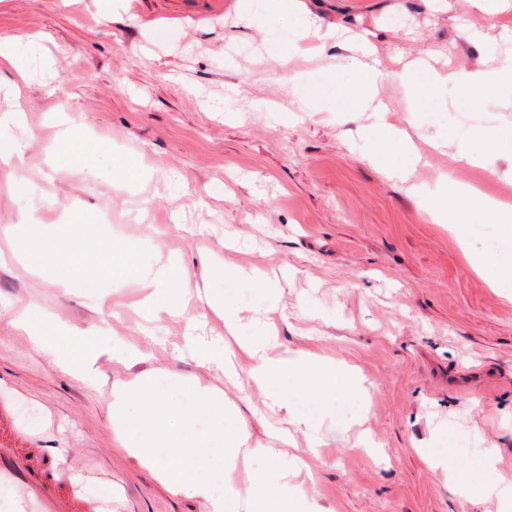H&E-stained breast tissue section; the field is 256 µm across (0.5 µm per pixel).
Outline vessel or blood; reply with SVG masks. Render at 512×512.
<instances>
[{
  "label": "vessel or blood",
  "mask_w": 512,
  "mask_h": 512,
  "mask_svg": "<svg viewBox=\"0 0 512 512\" xmlns=\"http://www.w3.org/2000/svg\"><path fill=\"white\" fill-rule=\"evenodd\" d=\"M36 455V449L0 440V484L13 491L5 512H113L111 497L84 498L74 486L56 480L52 464L35 468Z\"/></svg>",
  "instance_id": "obj_1"
}]
</instances>
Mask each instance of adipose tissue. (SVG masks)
Segmentation results:
<instances>
[{
    "mask_svg": "<svg viewBox=\"0 0 512 512\" xmlns=\"http://www.w3.org/2000/svg\"><path fill=\"white\" fill-rule=\"evenodd\" d=\"M415 72L428 79L427 84L419 85V92H426L431 82L453 84L466 89L476 104L487 87L512 80V68L494 66L442 74L421 64ZM485 204L475 189L458 186L434 206L443 223L453 225L463 238L470 225L486 223ZM15 252L33 261L44 277L98 298L105 297L108 284L91 273L89 265L95 259L111 263L114 276L137 280L147 288L143 308L153 316L176 311L191 294L190 278L176 261L157 267L149 264L135 239L127 240L120 252H113L110 237L96 225L76 219L68 224L27 225L16 240ZM506 257L512 258L511 224L497 229L488 250L473 264L493 287L512 294V266L502 263ZM206 275L212 281L207 305L223 318L238 346L249 354L253 361L250 377L257 388L285 408L288 428L273 430L271 444L249 446L242 424L225 411L222 391L178 377L162 385L146 375L112 389L115 438L161 483L203 499L210 512H309L305 492L289 498L278 489L283 469L304 466L300 458H289L286 452L294 443L291 431L313 432L331 400L353 395L359 375L351 366L337 371L334 363L312 354L270 356L266 334L247 331L239 317L243 299L238 284L246 278L243 273L217 267ZM17 324L38 350L50 355L54 366L78 378L96 374L101 334L68 329L34 309L21 315ZM258 456L268 462L265 471L252 468ZM428 464L445 470L456 494L469 502H480L494 492L512 501V477L497 471L493 451H486L463 470L453 464L448 453L429 457Z\"/></svg>",
    "mask_w": 512,
    "mask_h": 512,
    "instance_id": "ef3b65f1",
    "label": "adipose tissue"
}]
</instances>
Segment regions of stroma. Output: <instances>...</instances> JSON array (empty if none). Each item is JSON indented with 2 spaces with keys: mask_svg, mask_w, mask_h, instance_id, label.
Wrapping results in <instances>:
<instances>
[{
  "mask_svg": "<svg viewBox=\"0 0 512 512\" xmlns=\"http://www.w3.org/2000/svg\"><path fill=\"white\" fill-rule=\"evenodd\" d=\"M301 18L330 39L298 38ZM0 38L24 68L0 69V113H24L10 130L23 153L0 163V403L26 447L108 474L125 512H209L120 448L112 387L145 373L217 387L254 443L286 416L256 390L246 356L230 379L185 349L190 334L224 338L200 297L148 318L134 281L114 279L99 306L13 256L14 226L77 218L113 243L138 240L149 261H178L195 284L206 260L259 268L275 309L244 311V323L274 321L280 349L357 367L362 389L323 411L321 443L295 434L316 475L312 512H501L497 497L474 505L452 492L420 451L473 460L491 448L512 475V296L470 264L494 227L459 240L432 204L467 147L483 161L461 166L464 182L490 198L512 188V155L481 141L512 128V85L479 112L465 90L440 86L417 113L401 72L419 60L467 72L512 62V0H288L280 12L259 2L246 19L239 0H0ZM358 60L382 76L353 113L319 82ZM381 121L419 154L410 177L369 162ZM74 124L106 136L111 159L67 158L57 133ZM131 164L149 179L122 175ZM19 175L28 192L14 190ZM29 308L116 329L145 357L120 368L106 353L97 377L76 379L13 327Z\"/></svg>",
  "mask_w": 512,
  "mask_h": 512,
  "instance_id": "35a3bbf8",
  "label": "stroma"
}]
</instances>
